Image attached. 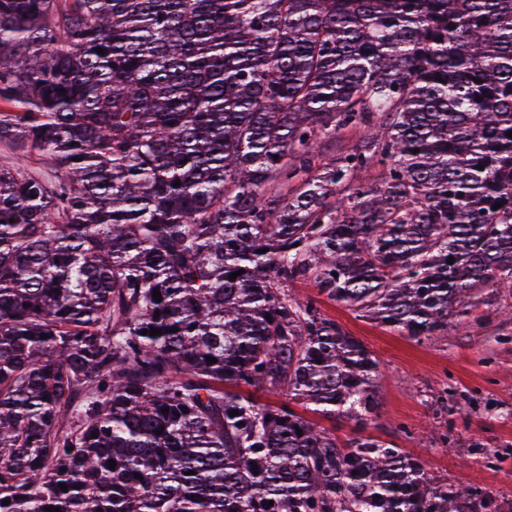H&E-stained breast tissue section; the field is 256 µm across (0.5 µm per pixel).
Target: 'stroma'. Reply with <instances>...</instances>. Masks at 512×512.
I'll list each match as a JSON object with an SVG mask.
<instances>
[{
  "mask_svg": "<svg viewBox=\"0 0 512 512\" xmlns=\"http://www.w3.org/2000/svg\"><path fill=\"white\" fill-rule=\"evenodd\" d=\"M512 294L484 291L468 330L417 342L322 300L321 310L379 364L378 408L365 424L316 415L339 442L370 436L418 458L437 480L512 500Z\"/></svg>",
  "mask_w": 512,
  "mask_h": 512,
  "instance_id": "stroma-1",
  "label": "stroma"
}]
</instances>
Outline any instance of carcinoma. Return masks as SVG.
Listing matches in <instances>:
<instances>
[{"label": "carcinoma", "mask_w": 512, "mask_h": 512, "mask_svg": "<svg viewBox=\"0 0 512 512\" xmlns=\"http://www.w3.org/2000/svg\"><path fill=\"white\" fill-rule=\"evenodd\" d=\"M0 101V512H506L292 403L512 289V0H0ZM359 138L358 133L345 132L336 134V138L324 139L321 152L325 159V162H330L336 158L339 154L344 152L348 147L354 145Z\"/></svg>", "instance_id": "1"}]
</instances>
